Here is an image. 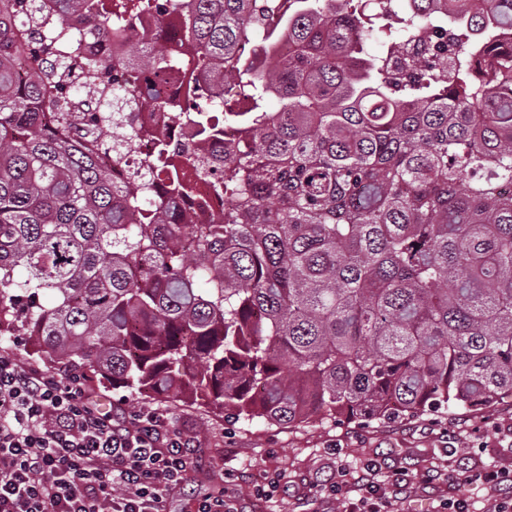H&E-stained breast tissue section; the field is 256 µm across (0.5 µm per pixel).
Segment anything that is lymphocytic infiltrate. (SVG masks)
Segmentation results:
<instances>
[{
    "instance_id": "f902f5d3",
    "label": "lymphocytic infiltrate",
    "mask_w": 512,
    "mask_h": 512,
    "mask_svg": "<svg viewBox=\"0 0 512 512\" xmlns=\"http://www.w3.org/2000/svg\"><path fill=\"white\" fill-rule=\"evenodd\" d=\"M199 450L160 409L117 420L87 401L78 380L34 370L0 351V512H166L169 490L191 481ZM357 506L387 512L376 464Z\"/></svg>"
}]
</instances>
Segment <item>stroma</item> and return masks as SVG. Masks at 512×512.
<instances>
[{
  "label": "stroma",
  "mask_w": 512,
  "mask_h": 512,
  "mask_svg": "<svg viewBox=\"0 0 512 512\" xmlns=\"http://www.w3.org/2000/svg\"><path fill=\"white\" fill-rule=\"evenodd\" d=\"M91 401L130 417L159 408L203 450L202 470L168 497V512H187L206 494L222 493L238 512H343L324 493L340 481L344 466L382 464L404 470L409 480L392 499L391 512H433L454 495L448 471L496 461L512 467V398L481 411L437 410L387 421L313 419L288 428L177 398L145 397L97 381H84ZM276 480L273 496L256 488Z\"/></svg>",
  "instance_id": "35a3bbf8"
}]
</instances>
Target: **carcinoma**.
<instances>
[{
	"mask_svg": "<svg viewBox=\"0 0 512 512\" xmlns=\"http://www.w3.org/2000/svg\"><path fill=\"white\" fill-rule=\"evenodd\" d=\"M159 7L0 0V336L288 427L512 396V0H190L182 39L65 50L74 15L100 36ZM183 52L238 88L177 109L196 137L169 151L229 203L206 224L163 166L116 185L99 162L155 136L132 123L155 91L112 71ZM223 125L246 135L216 160Z\"/></svg>",
	"mask_w": 512,
	"mask_h": 512,
	"instance_id": "1",
	"label": "carcinoma"
}]
</instances>
